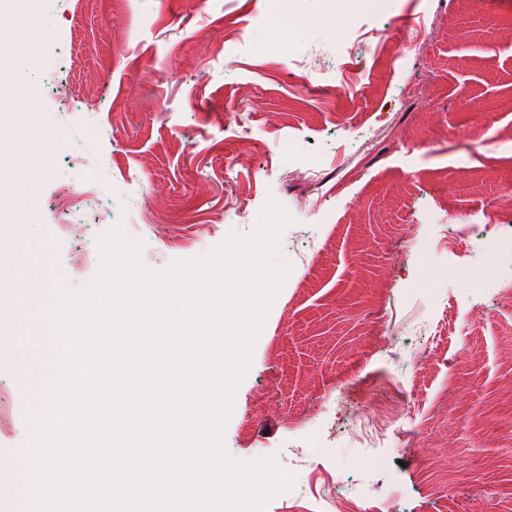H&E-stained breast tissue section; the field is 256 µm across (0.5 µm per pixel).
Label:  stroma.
<instances>
[{"instance_id":"stroma-1","label":"stroma","mask_w":512,"mask_h":512,"mask_svg":"<svg viewBox=\"0 0 512 512\" xmlns=\"http://www.w3.org/2000/svg\"><path fill=\"white\" fill-rule=\"evenodd\" d=\"M43 4L40 53L80 62L25 73L52 156L29 237L67 289L92 281L117 225L162 270L251 233L267 199L292 218L291 272L224 432L235 459L295 474L265 512H318L335 492L366 512H512V0L371 16L339 0ZM389 37L403 57L383 75L371 51ZM58 83L73 100H53ZM87 182L79 223L50 208ZM489 222V251L458 236ZM384 372L415 389L420 447L365 455L346 387ZM26 412L0 361V456L25 444Z\"/></svg>"}]
</instances>
